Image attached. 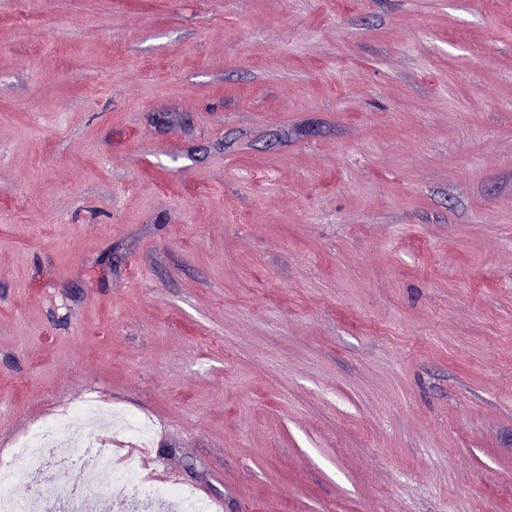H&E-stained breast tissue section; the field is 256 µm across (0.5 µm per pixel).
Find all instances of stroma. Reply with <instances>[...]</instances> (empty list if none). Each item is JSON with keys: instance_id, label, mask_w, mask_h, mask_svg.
<instances>
[{"instance_id": "stroma-1", "label": "stroma", "mask_w": 512, "mask_h": 512, "mask_svg": "<svg viewBox=\"0 0 512 512\" xmlns=\"http://www.w3.org/2000/svg\"><path fill=\"white\" fill-rule=\"evenodd\" d=\"M90 397L219 512H512V0H0V464Z\"/></svg>"}]
</instances>
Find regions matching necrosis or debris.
Returning <instances> with one entry per match:
<instances>
[{
	"mask_svg": "<svg viewBox=\"0 0 512 512\" xmlns=\"http://www.w3.org/2000/svg\"><path fill=\"white\" fill-rule=\"evenodd\" d=\"M111 415L114 420L113 432L146 445L151 429L139 417L122 412L108 413L102 401L90 399L56 414L22 437L16 445V453L31 468H41L50 448L60 440H69L74 447L91 448L95 451V465L84 471L82 479L86 487H93L100 468L112 467L115 478L123 484L133 485L149 500H171L179 503V512H213L211 502L191 496L179 486L153 483L141 473L142 464L135 456H128L123 465L113 466L111 452L102 448V438L84 426L87 419Z\"/></svg>",
	"mask_w": 512,
	"mask_h": 512,
	"instance_id": "obj_1",
	"label": "necrosis or debris"
}]
</instances>
